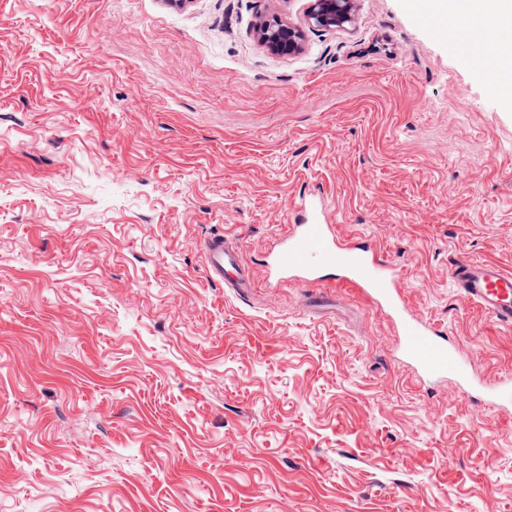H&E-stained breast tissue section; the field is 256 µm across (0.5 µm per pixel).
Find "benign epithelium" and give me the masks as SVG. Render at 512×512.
<instances>
[{"instance_id":"benign-epithelium-1","label":"benign epithelium","mask_w":512,"mask_h":512,"mask_svg":"<svg viewBox=\"0 0 512 512\" xmlns=\"http://www.w3.org/2000/svg\"><path fill=\"white\" fill-rule=\"evenodd\" d=\"M355 19L356 0H310L304 25L344 31ZM302 26L274 16L256 23L254 33L260 45L270 52L292 55L302 49Z\"/></svg>"}]
</instances>
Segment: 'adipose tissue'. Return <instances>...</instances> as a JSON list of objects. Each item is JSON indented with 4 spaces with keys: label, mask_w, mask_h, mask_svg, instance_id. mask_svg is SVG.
<instances>
[{
    "label": "adipose tissue",
    "mask_w": 512,
    "mask_h": 512,
    "mask_svg": "<svg viewBox=\"0 0 512 512\" xmlns=\"http://www.w3.org/2000/svg\"><path fill=\"white\" fill-rule=\"evenodd\" d=\"M430 6L439 16H463L488 26L481 40V75L493 85L512 76V0H430Z\"/></svg>",
    "instance_id": "adipose-tissue-1"
}]
</instances>
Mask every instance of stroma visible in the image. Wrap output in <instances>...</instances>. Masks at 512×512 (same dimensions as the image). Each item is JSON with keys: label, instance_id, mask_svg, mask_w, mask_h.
<instances>
[{"label": "stroma", "instance_id": "stroma-1", "mask_svg": "<svg viewBox=\"0 0 512 512\" xmlns=\"http://www.w3.org/2000/svg\"><path fill=\"white\" fill-rule=\"evenodd\" d=\"M410 0L277 56L309 0H0V512H512V404L422 381L357 288L263 282L288 203L401 271L472 373L512 328L463 258L512 271V107ZM236 238L259 276L206 272ZM262 25L265 33L261 31ZM254 33L260 45L272 53L292 55L302 49V27L280 17L274 16L256 23ZM201 249L212 280L224 282V288L238 296L254 288V280L242 262L234 238L213 236L203 241ZM451 279L466 303L502 325H512L511 271L486 261L461 260L454 266Z\"/></svg>", "mask_w": 512, "mask_h": 512}]
</instances>
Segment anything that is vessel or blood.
<instances>
[{"label": "vessel or blood", "mask_w": 512, "mask_h": 512, "mask_svg": "<svg viewBox=\"0 0 512 512\" xmlns=\"http://www.w3.org/2000/svg\"><path fill=\"white\" fill-rule=\"evenodd\" d=\"M293 229L269 253L268 275L279 281L311 285L319 281L322 268L336 270L339 281L361 288L377 306L396 319L398 350L428 380L455 376L460 387L482 392L496 405L512 402V378L486 386L468 370L456 346L431 324L413 317L405 308L398 271L375 247L340 240L332 225L316 219L312 202L304 196L291 203ZM212 280L222 282L235 295L248 293L254 286L243 264L234 238L217 235L201 245ZM451 279L466 303L491 316L496 322L512 325V272L500 266L475 260L459 261Z\"/></svg>", "instance_id": "vessel-or-blood-1"}]
</instances>
